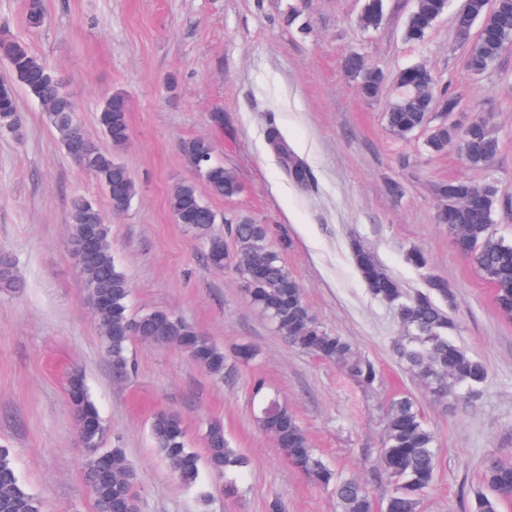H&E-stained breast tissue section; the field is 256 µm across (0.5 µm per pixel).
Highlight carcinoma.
Here are the masks:
<instances>
[{"label":"carcinoma","instance_id":"1","mask_svg":"<svg viewBox=\"0 0 512 512\" xmlns=\"http://www.w3.org/2000/svg\"><path fill=\"white\" fill-rule=\"evenodd\" d=\"M384 0H365L361 24L376 28L383 19ZM447 0H414L405 27L407 41L421 43L445 12ZM471 8L481 18L482 33L472 43V51L482 60L494 64L512 48V10L487 15L483 0H471ZM0 59L9 69V77L0 79V127L11 126L22 130L17 106V89L39 103H50L45 112L49 127L55 132L64 152L73 142L86 143V152L80 161L81 169L107 188L117 180L124 182V194L137 195V185L129 176L115 153L123 150L130 129L127 120L129 100L115 91L104 98L97 113V124L112 144L113 153L104 152L98 142L84 129L76 116L73 99L62 81L41 59L33 55L21 41L14 39L0 48ZM345 71L360 74L364 79L363 94L377 95L380 85L365 57L353 53L344 61ZM403 94L386 113V123L392 134L400 139L425 129V147L432 154H443L452 148L471 167H484L495 157L498 140L487 131V120H475L465 126L450 127L446 122L431 123L443 96L435 94L436 77L424 65H412L396 75ZM188 165L205 157L208 160L204 182L211 195L232 198L241 192V184L234 171L212 162V143L206 138H193L181 144ZM474 192L478 200L469 206L448 209V193ZM440 205L436 223L448 228L451 240H467L463 257L487 282L494 292L498 312L512 318V243L496 238L491 232L490 220L497 201V190L491 184L476 185L458 180L436 187ZM169 208L178 224H191L194 231L205 238L209 264L222 270L231 266L242 279L250 303L262 312L277 332L290 345L323 361L341 365L358 382L371 386L377 379V368L369 360L353 355L349 341L325 328L311 312L302 283L288 270L283 249L269 245V229L247 218H239L230 225L234 237V251L224 244V237L213 231L219 223L216 212L202 201L195 184L182 183L169 198ZM103 218L96 202L78 196L70 207L71 243L77 247L81 240L94 232L97 238V258L93 262H76L87 305L104 330L102 341L112 362L127 366V349L135 337L157 344L179 347L187 324L166 310H154V319L166 321L165 330L158 332L153 322H143L129 314L130 288L125 274L112 261V242L107 224H92L91 217ZM358 271L372 295L393 303L401 319L404 334L397 343L400 358L416 377L429 397L443 401L458 396V390L473 394L485 382L487 367L460 347L448 336L454 329L446 305L452 302L448 281L431 276L427 288L412 295L404 293L400 283L387 274L372 254L362 246L354 248ZM123 325L127 335L112 334V326ZM203 349L196 355L195 364L213 376L224 374V349L207 337H202ZM254 396L263 401L276 402L281 420L288 423V439H276L277 428L269 420L257 417L259 427L271 438L289 465L304 473L320 486L333 489L338 512H419L421 497L435 480L439 465L437 437L425 422L417 402L404 395L394 400L385 420L382 448L372 467L392 486L389 495L379 504L368 494L363 482L354 477L335 473L311 448L307 435L292 410L268 392L261 378L252 381ZM67 396L75 419L77 432L96 444L98 431L89 421L99 417L83 376L74 372L67 385ZM181 418L174 412L156 414L150 424L155 448L186 488L194 487L199 479L201 464L216 475L234 476L246 472L250 459L231 446L218 422L206 430V456L190 448L186 434L174 435ZM112 458L113 478L101 476L103 456ZM87 478L94 497L96 512H113L117 503L127 506V512H140L136 492L138 476L122 448H103L91 453L87 460ZM483 482L491 497H480L473 512H495V503L512 500V462L491 460L483 471ZM0 508L4 512H42L39 499L19 482L10 450L0 448Z\"/></svg>","mask_w":512,"mask_h":512}]
</instances>
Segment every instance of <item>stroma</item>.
<instances>
[{
    "label": "stroma",
    "mask_w": 512,
    "mask_h": 512,
    "mask_svg": "<svg viewBox=\"0 0 512 512\" xmlns=\"http://www.w3.org/2000/svg\"><path fill=\"white\" fill-rule=\"evenodd\" d=\"M25 3L0 0V27L60 76L92 137L101 135L103 97H128L131 138L120 158L138 186L129 209L113 213L99 183L66 156L41 106L19 94L24 136L0 133V253L12 257L17 281L0 291V447L11 450L21 484L45 512H95L88 452L66 391L76 371L99 410L102 447L125 449L138 472L141 512H269L276 500L286 512H336L331 490L289 466L259 429L257 376L332 469L379 496L389 488L364 460L378 454L391 401L414 397L440 446L421 512H472L486 462L512 461V319L498 314L492 288L436 224L435 187L451 179L495 185L491 228L512 243V50L471 75L453 32L462 0H448L419 44L403 37L413 0H384L373 29L359 23L364 0H44L37 29L25 24ZM353 52L389 74L431 68L437 92L462 93L464 120L490 121L493 162L472 168L452 152L429 154L422 131L393 137L384 114L398 92L388 81L364 97L342 67ZM271 122L309 169L308 185L291 180L267 143ZM196 137L211 141L213 161L234 170L242 186L235 197L209 198L222 218L218 232L243 216L268 225L272 245L288 242L284 260L309 307L357 357L377 365L373 387L288 345L250 304L238 274L210 268L203 238L174 221L170 194L197 179L181 144ZM77 195L101 209L112 257L129 280L132 317L171 311L224 350L253 345L256 360H228L218 378L181 350L136 339L130 369L114 373L70 251ZM356 243L409 293L423 289L425 274L406 253L427 252L429 272L454 292V340L488 369L476 395L434 401L408 371L395 346L396 308L369 293L352 258ZM161 410L182 417L187 443L201 455L207 426L222 423L232 447L251 460L246 476L229 482L205 468L200 491L183 487L150 437Z\"/></svg>",
    "instance_id": "1"
}]
</instances>
